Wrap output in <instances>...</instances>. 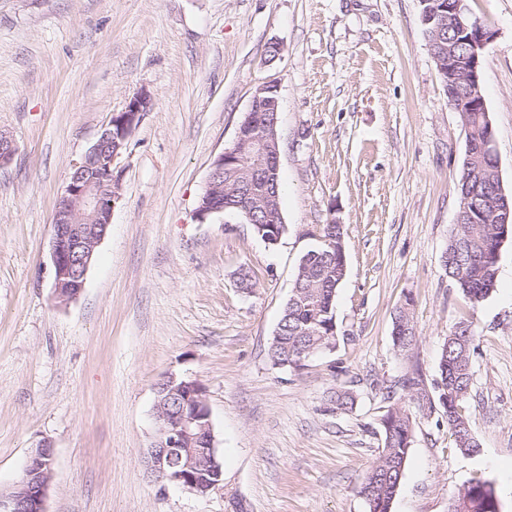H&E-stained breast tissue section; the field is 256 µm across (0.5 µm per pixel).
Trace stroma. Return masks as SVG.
Masks as SVG:
<instances>
[{
	"mask_svg": "<svg viewBox=\"0 0 512 512\" xmlns=\"http://www.w3.org/2000/svg\"><path fill=\"white\" fill-rule=\"evenodd\" d=\"M495 33L481 89L512 192V0H467ZM279 44L278 56L268 54ZM277 84L287 225L276 244L230 215L193 217L212 161L257 86ZM151 105L120 160V199L79 297L58 301L57 197L114 113ZM0 494L54 450L46 512H367L387 387L437 377L444 338L472 323L465 414L480 453L440 413L418 417L391 512H448L472 480L512 512V241L471 306L442 265L466 131L431 56L420 0H0ZM345 232L339 346L301 368L268 346L316 225ZM256 272L251 291L240 268ZM412 298L419 339L391 341ZM201 384L224 484L199 495L149 477L155 387ZM355 403L334 410L337 389Z\"/></svg>",
	"mask_w": 512,
	"mask_h": 512,
	"instance_id": "obj_1",
	"label": "stroma"
}]
</instances>
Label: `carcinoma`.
Instances as JSON below:
<instances>
[{
	"label": "carcinoma",
	"instance_id": "1",
	"mask_svg": "<svg viewBox=\"0 0 512 512\" xmlns=\"http://www.w3.org/2000/svg\"><path fill=\"white\" fill-rule=\"evenodd\" d=\"M467 165L482 174L467 178L460 173L459 197L468 196L481 207L491 198L499 181L491 171L492 160L462 162V166ZM281 193V178L268 176L265 158L256 149L246 148L238 164L224 170L226 211H235L238 200L248 197L253 221L250 229L256 236L271 233L266 220L268 215L281 212ZM317 231L323 237L333 238L336 248L321 243L302 256L292 292L268 348L269 359L275 366H296L309 351L330 350L337 344L334 307L337 290L346 276V267L339 259L344 248V228L341 224H321ZM509 236L512 223L454 225L443 266L448 270V278L472 303H481L493 291L499 252ZM410 307L411 300H405L393 319L392 342L400 353L411 351L418 340ZM473 350L475 336L470 326L462 322L448 333L441 349L437 393L429 391L417 371L400 383L407 398L396 400L393 391L386 392L389 405L380 419L383 447L359 488L368 512H390L414 441L416 414L429 415L442 409L456 448L466 454L480 452L463 406L471 383ZM452 512H500L492 483L477 481L466 486L455 498Z\"/></svg>",
	"mask_w": 512,
	"mask_h": 512
}]
</instances>
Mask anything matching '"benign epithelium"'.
<instances>
[{"mask_svg": "<svg viewBox=\"0 0 512 512\" xmlns=\"http://www.w3.org/2000/svg\"><path fill=\"white\" fill-rule=\"evenodd\" d=\"M427 22L448 15V29L468 35L470 43L461 74H450V50L431 51L437 71L455 112H485L480 87L481 58L493 39V32L470 15L466 0H428ZM272 83L254 91L248 111L241 119L233 146L219 154L208 175L207 202L196 209L197 219L224 213V169L239 162L250 144L260 148L274 172L280 171L277 128L279 98ZM150 105V96L141 91L124 111L112 114L97 142L76 163L70 182L58 197L54 209L50 257L56 298L62 303L75 300L84 288L96 248L104 239L119 200L120 158L132 130ZM469 154L495 153L493 129L480 135L466 128ZM496 224H511L512 211L493 201L487 205ZM157 430L147 456V470L158 482L177 484L193 493L206 494L224 483V467L216 452L210 412L196 381L172 374L156 386L154 405ZM53 448L41 445L30 456L24 475L6 499H0L3 512H45L44 503L52 476Z\"/></svg>", "mask_w": 512, "mask_h": 512, "instance_id": "7a95c632", "label": "benign epithelium"}]
</instances>
